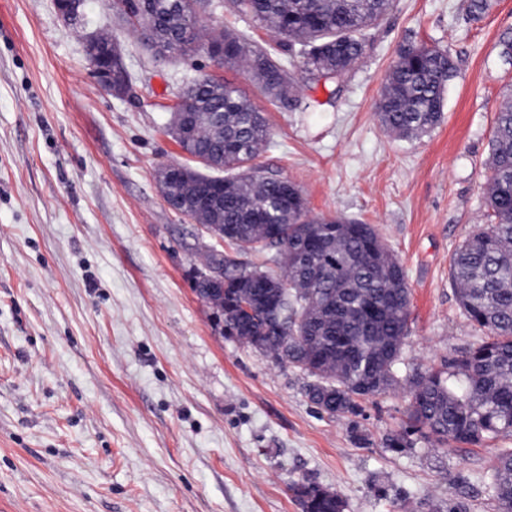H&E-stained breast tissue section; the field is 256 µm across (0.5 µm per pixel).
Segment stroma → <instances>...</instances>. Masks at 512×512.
<instances>
[{
    "instance_id": "obj_1",
    "label": "stroma",
    "mask_w": 512,
    "mask_h": 512,
    "mask_svg": "<svg viewBox=\"0 0 512 512\" xmlns=\"http://www.w3.org/2000/svg\"><path fill=\"white\" fill-rule=\"evenodd\" d=\"M0 0V512H302L288 489L313 482L345 512H496L492 465L512 438L395 450L407 394L330 418L300 371L221 336L191 287L198 224L164 201L155 172L185 162L167 107L206 53L148 51L112 0ZM467 0H396L367 34L336 95L296 73L277 109L252 77L223 70L263 109L257 159L303 192L312 213L377 228L410 289L401 370L441 368L481 341L459 308L449 259L487 221L498 112L512 96L501 34L512 0L477 21ZM205 24L266 47L265 23L214 0ZM111 37L133 94L102 90L83 38ZM448 50L456 75L442 123L385 132L376 116L400 45Z\"/></svg>"
}]
</instances>
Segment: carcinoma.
<instances>
[{
    "label": "carcinoma",
    "mask_w": 512,
    "mask_h": 512,
    "mask_svg": "<svg viewBox=\"0 0 512 512\" xmlns=\"http://www.w3.org/2000/svg\"><path fill=\"white\" fill-rule=\"evenodd\" d=\"M210 0H113L127 23L141 29L158 52L185 55L224 42V66L243 69L277 108L292 105L294 68L324 70L336 80L366 50L364 31L394 0H232L240 14L265 21L288 51L301 45L300 64L231 30L211 32L200 44L199 14ZM456 66L444 49L403 45L377 103L384 130L417 137L439 125L444 92ZM113 85L131 90L123 59L112 64ZM188 139L171 132L189 163L173 178L158 169L166 203L203 229L213 243L196 246L193 291L211 310L222 336L312 378L306 396L329 417L355 415L358 400L400 385L408 391L407 426L387 438L409 448L411 436L436 445L480 444L512 436V105L497 113L491 139V176L485 197L490 223L469 236L450 258L459 306L487 339L448 360L444 368L398 375L407 335L410 293L405 272L370 224L342 216L312 217L302 191L256 164L269 128L261 110L223 78L192 80L182 89ZM221 240L227 249L215 244ZM276 250L274 266L240 255ZM288 328L283 351L280 327ZM497 512H512V448L495 457ZM303 512H344L345 502L320 485L293 482Z\"/></svg>",
    "instance_id": "carcinoma-1"
}]
</instances>
